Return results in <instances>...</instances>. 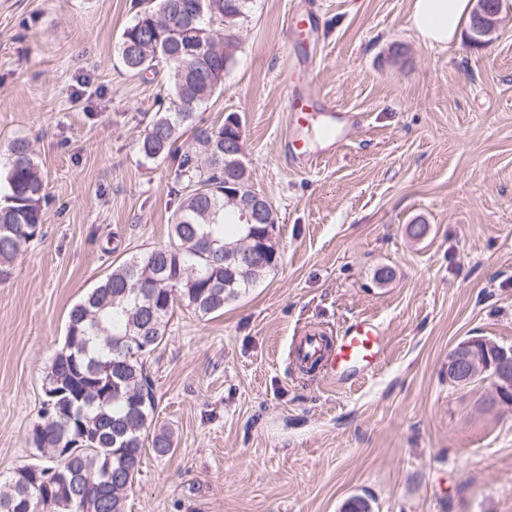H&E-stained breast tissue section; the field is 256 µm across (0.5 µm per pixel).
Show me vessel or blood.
I'll use <instances>...</instances> for the list:
<instances>
[{
  "instance_id": "obj_1",
  "label": "vessel or blood",
  "mask_w": 512,
  "mask_h": 512,
  "mask_svg": "<svg viewBox=\"0 0 512 512\" xmlns=\"http://www.w3.org/2000/svg\"><path fill=\"white\" fill-rule=\"evenodd\" d=\"M290 117L288 151L295 164L308 167L318 158L334 155L355 124L353 115L326 105L318 88L308 83L287 86ZM304 349L317 357L324 377L344 382L378 370L385 360L386 336L375 322L347 321L333 345L321 347L318 331L301 336Z\"/></svg>"
}]
</instances>
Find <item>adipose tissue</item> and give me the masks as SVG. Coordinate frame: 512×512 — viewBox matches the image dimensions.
I'll list each match as a JSON object with an SVG mask.
<instances>
[{
    "instance_id": "adipose-tissue-1",
    "label": "adipose tissue",
    "mask_w": 512,
    "mask_h": 512,
    "mask_svg": "<svg viewBox=\"0 0 512 512\" xmlns=\"http://www.w3.org/2000/svg\"><path fill=\"white\" fill-rule=\"evenodd\" d=\"M470 0H413L409 27L428 46L458 41L471 14Z\"/></svg>"
}]
</instances>
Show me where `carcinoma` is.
<instances>
[{
	"instance_id": "cac0c4a2",
	"label": "carcinoma",
	"mask_w": 512,
	"mask_h": 512,
	"mask_svg": "<svg viewBox=\"0 0 512 512\" xmlns=\"http://www.w3.org/2000/svg\"><path fill=\"white\" fill-rule=\"evenodd\" d=\"M251 0H145L118 45L123 67L161 76L170 106L155 112L137 142L147 162L164 159L188 131L193 142L178 163L179 205L169 244L112 267L68 315L62 349L44 384L39 421L29 442L38 459L25 465L33 480L18 491L0 476V512H78L57 502L48 485L57 471L75 478L78 496H100L97 512H126L139 475L144 433L155 413L147 359L164 342L176 304L206 316L224 310L278 266L268 238V214L242 217L234 195L253 192L251 173L224 140V125L200 127L197 110L222 83L215 63L229 69ZM0 270L41 232L47 198L30 142L14 140L0 165ZM72 448L63 456L61 448Z\"/></svg>"
}]
</instances>
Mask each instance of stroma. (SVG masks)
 <instances>
[{
    "instance_id": "stroma-1",
    "label": "stroma",
    "mask_w": 512,
    "mask_h": 512,
    "mask_svg": "<svg viewBox=\"0 0 512 512\" xmlns=\"http://www.w3.org/2000/svg\"><path fill=\"white\" fill-rule=\"evenodd\" d=\"M412 0H253L224 85L196 123L240 116L272 202L278 267L223 313L176 308L150 358L153 430L126 512H512V406L448 384V353L512 346V0L491 43L410 30ZM137 0H0V152L30 139L51 199L0 276V474L33 462L43 380L68 313L134 254L167 243L176 158L136 149L167 90L116 45ZM317 31L300 79L358 113L351 142L288 160L289 24ZM426 225L412 237L410 225ZM392 277L375 284L374 273ZM382 323L386 359L342 385L290 363L294 336Z\"/></svg>"
}]
</instances>
